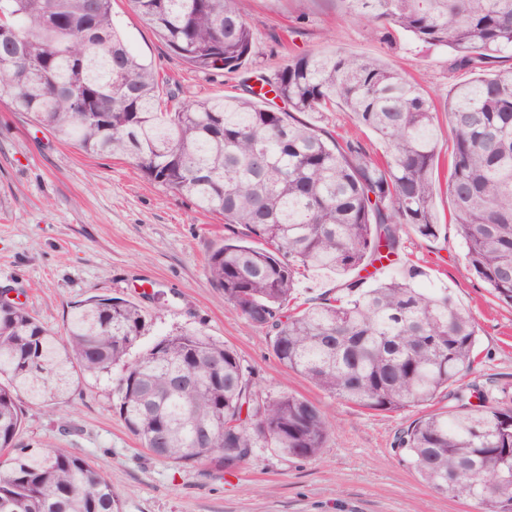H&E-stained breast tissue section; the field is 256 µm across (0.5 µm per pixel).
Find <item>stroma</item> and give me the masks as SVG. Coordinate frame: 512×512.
Masks as SVG:
<instances>
[{"label": "stroma", "instance_id": "1", "mask_svg": "<svg viewBox=\"0 0 512 512\" xmlns=\"http://www.w3.org/2000/svg\"><path fill=\"white\" fill-rule=\"evenodd\" d=\"M112 18L160 81L180 84L197 99L236 93L239 74L194 72L128 0H115ZM248 21L255 38L249 67L265 75L296 55L340 49L382 59L419 83L439 108L440 159L450 162L454 136L442 106L470 73L453 68L447 48L424 47L403 34L382 38L349 15L342 0H250ZM305 120L336 139H357L370 154L383 151L380 140L343 111L309 113ZM433 203L442 222L438 237L403 228L401 259L388 272L416 267L423 272L419 287L449 288L478 330V357L464 389L511 407L512 306L470 272L456 227L447 221L446 190H437ZM225 233L221 216L148 180L128 159L59 141L0 101V288L15 289L22 306L59 334L71 306L89 295L136 303L148 326L129 351L133 358L160 337L203 329L237 351L264 394L291 392L332 422L324 447L309 459L261 447L223 475L199 462L175 465L141 448L114 413L115 367L87 378L56 411L25 405L23 442L86 457L111 481L121 512H482L477 500L437 493L396 452L395 436L419 416L418 408L361 409L280 364L270 336L225 304L209 280L208 258Z\"/></svg>", "mask_w": 512, "mask_h": 512}]
</instances>
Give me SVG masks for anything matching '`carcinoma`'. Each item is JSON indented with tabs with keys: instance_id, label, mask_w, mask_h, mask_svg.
<instances>
[{
	"instance_id": "1",
	"label": "carcinoma",
	"mask_w": 512,
	"mask_h": 512,
	"mask_svg": "<svg viewBox=\"0 0 512 512\" xmlns=\"http://www.w3.org/2000/svg\"><path fill=\"white\" fill-rule=\"evenodd\" d=\"M135 13L194 70L249 72L245 0H130ZM390 38L449 47L473 71L512 62V0H343ZM290 107L244 95L182 101L128 48L112 0H0V99L83 151L119 155L164 189L224 218L228 236L208 273L224 301L264 328L273 352L336 399L374 411L430 406L471 369L477 328L446 287L420 272L345 283L347 294L292 306L296 277L348 276L396 263L401 229L439 232L436 107L417 83L344 51L294 57L261 77ZM342 109L385 148L369 154L294 113ZM454 133L447 180L469 269L512 305V65L460 83L445 104ZM147 327L135 304L91 295L63 336L0 302V512H121L112 483L68 448L22 442L23 403L55 410L82 379L121 366L115 413L155 457L247 463L259 445L316 456L329 421L311 402L256 389L230 346L192 329L128 361ZM459 404L413 420L394 447L437 492L512 512V408Z\"/></svg>"
}]
</instances>
